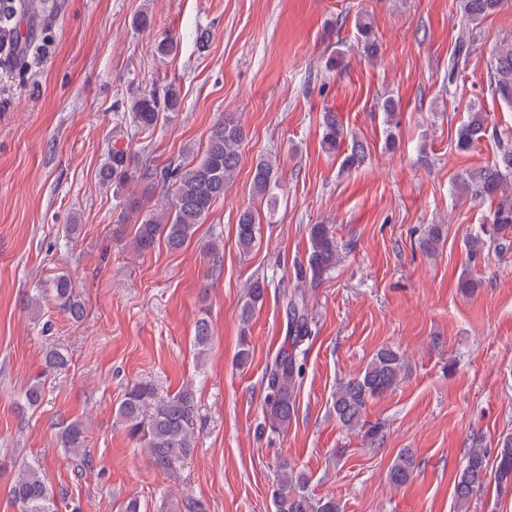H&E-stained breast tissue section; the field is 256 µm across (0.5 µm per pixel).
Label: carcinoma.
Instances as JSON below:
<instances>
[{
  "mask_svg": "<svg viewBox=\"0 0 512 512\" xmlns=\"http://www.w3.org/2000/svg\"><path fill=\"white\" fill-rule=\"evenodd\" d=\"M501 0H465V18L472 24L496 11ZM45 0H0V27L8 25L7 16L27 17L35 22L41 17ZM357 34L370 55L377 51V42L371 26L358 22ZM495 92L507 105H512V43L497 46L491 56ZM181 105L178 90L169 86L159 96L156 92L143 93L133 98L128 113L134 131L151 135L162 111L176 112ZM487 131L483 113L473 112L457 132L456 149L468 150L482 139ZM346 131L334 113L326 114L321 137L322 148L329 154H339ZM244 130L239 120L228 114L216 123L207 139L205 149L197 154L186 149L188 162L171 163L162 168L144 164L131 166L127 150L112 147L99 170L100 182L115 189H129L126 210L138 216L132 238L133 248L143 253L162 243L169 250L182 249L194 237L198 224L213 206L224 199V193L233 180L242 161L241 145ZM368 158L366 146L352 140L349 152L342 159L348 171L362 167ZM252 191L273 207L276 204L274 188L275 162L267 157L255 161ZM136 182L161 185L166 203L160 209L144 208L141 199L130 185ZM458 189L477 200H498L489 221L475 236L466 241L471 257H476L488 245H494L501 234L512 227V147L503 148L495 161L477 172L461 178ZM258 215L250 208L239 212L236 236L242 249L249 251L257 239ZM443 238L442 225L433 224L421 240L426 252L435 251ZM309 250L305 267L299 269L301 281L317 283L336 268L339 254L334 236L326 224L308 227ZM50 293L72 320L79 321L84 310L71 279L65 275L51 282ZM265 282L254 280L249 286L248 300L241 309V320H250L256 307L262 304ZM288 339L291 345L282 348L269 366L264 381L267 388L264 415L269 427L283 432L288 429L297 411V396L302 375V363L297 346L311 336L308 302L302 291L286 298ZM198 355L204 356L211 342V327L200 318L195 326ZM408 374V364L400 350L386 346L378 349L365 368L336 386L332 396V410L336 420L350 430H357L371 442H376L382 426L366 419L370 401L396 389ZM196 392L192 384L182 386L172 395H161L153 383L138 381L129 386L120 401L119 419L130 439L142 448L153 465L168 470L189 456L195 447ZM87 428L80 421L67 424L61 432V445L82 470L88 464L86 448ZM416 468L414 454L405 450L389 470V480L395 485L406 484ZM493 479L500 490L512 491V436L504 438L495 456V465L488 462V451L475 447L468 450L454 486L456 502L464 506L480 491L488 479ZM308 480L304 474L282 463L272 487L276 512H340L333 498L314 501L306 494ZM10 494L20 512H56L54 496L50 492L38 463H28L18 470L10 487Z\"/></svg>",
  "mask_w": 512,
  "mask_h": 512,
  "instance_id": "carcinoma-1",
  "label": "carcinoma"
}]
</instances>
